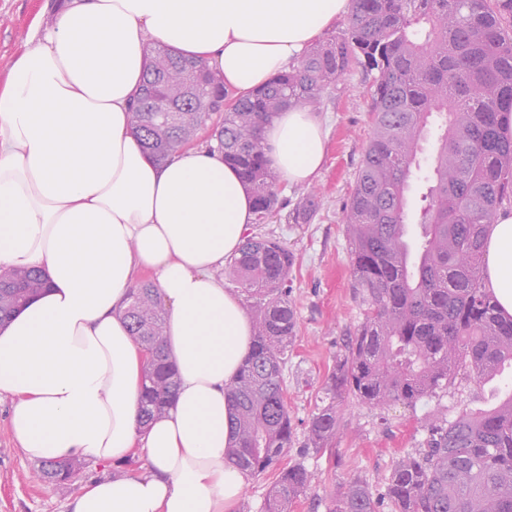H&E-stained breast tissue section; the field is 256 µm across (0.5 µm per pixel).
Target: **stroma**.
Here are the masks:
<instances>
[{
	"label": "stroma",
	"mask_w": 512,
	"mask_h": 512,
	"mask_svg": "<svg viewBox=\"0 0 512 512\" xmlns=\"http://www.w3.org/2000/svg\"><path fill=\"white\" fill-rule=\"evenodd\" d=\"M62 2L0 0V81L37 27L52 22ZM369 88V79L357 69L344 76L323 101L319 114L328 129V157L313 185L315 209L308 222L298 224L293 219L303 189L287 187L282 192L284 205L268 223L256 228L257 233L279 238L297 258L292 293L297 328L285 375L288 405L297 423L307 421L320 406L325 379L343 349V340L362 318L351 288L343 210L372 132ZM505 389L501 376L481 387L465 383L460 390L423 401L413 410L401 405L379 410L349 401L340 408L344 428L336 438L334 454H313L299 437L282 463L302 461L317 470L318 482L311 495L337 489L354 476L379 488L396 458L421 447L422 427L434 410L444 409L453 416L465 403L475 409L490 408ZM9 410V396L1 395L0 512H71V503L85 483L107 476V468H84L73 481L61 485L34 481L36 464L15 442Z\"/></svg>",
	"instance_id": "obj_1"
}]
</instances>
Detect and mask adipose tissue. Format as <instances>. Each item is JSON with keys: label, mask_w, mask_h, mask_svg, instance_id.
Segmentation results:
<instances>
[{"label": "adipose tissue", "mask_w": 512, "mask_h": 512, "mask_svg": "<svg viewBox=\"0 0 512 512\" xmlns=\"http://www.w3.org/2000/svg\"><path fill=\"white\" fill-rule=\"evenodd\" d=\"M350 9V0H69L0 86V266L36 267L48 287L0 328V392L32 460L143 470L90 479L72 512H235L244 473L227 390L249 354L252 323L224 287L254 222L253 194L203 146L160 164L143 150L129 103L146 40L202 61L242 94L265 84ZM269 163L314 184L327 136L293 106L261 131ZM153 276L168 315L173 405L139 423L146 360L123 310ZM486 285L512 316V208L489 227Z\"/></svg>", "instance_id": "adipose-tissue-1"}]
</instances>
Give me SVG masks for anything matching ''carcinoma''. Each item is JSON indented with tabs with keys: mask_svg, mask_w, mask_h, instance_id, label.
<instances>
[{
	"mask_svg": "<svg viewBox=\"0 0 512 512\" xmlns=\"http://www.w3.org/2000/svg\"><path fill=\"white\" fill-rule=\"evenodd\" d=\"M150 59L130 112L147 153L165 162L202 134L238 169L255 197V224L280 207L260 128L297 103L316 109L323 93L352 69L371 79L373 130L346 202L351 288L362 320L345 338L309 417L305 448H333L343 427L339 407L409 408L455 385L478 386L512 366V317L485 283L486 232L497 210L512 205V0H352L345 30L313 45L303 58L252 94L232 98L195 60L149 42ZM172 112H151L152 98ZM437 127L436 151L423 180L422 240L406 237L411 181L421 172L420 143ZM410 277L399 273L410 252ZM295 254L280 240L249 236L224 266L253 316V347L233 381L235 464L256 477L277 470L260 512H290L316 484L302 462L280 466L296 437L285 393L288 351L296 335L291 298ZM37 269L0 268V325L41 293ZM130 336L153 353L144 375L140 421L161 417L174 401L177 371L162 343L167 313L150 282L133 288L124 311ZM423 447L399 457L384 492L352 478L313 508L325 512H512V399L450 420L437 410ZM77 460L40 461L46 485L69 482Z\"/></svg>",
	"mask_w": 512,
	"mask_h": 512,
	"instance_id": "cac0c4a2",
	"label": "carcinoma"
}]
</instances>
